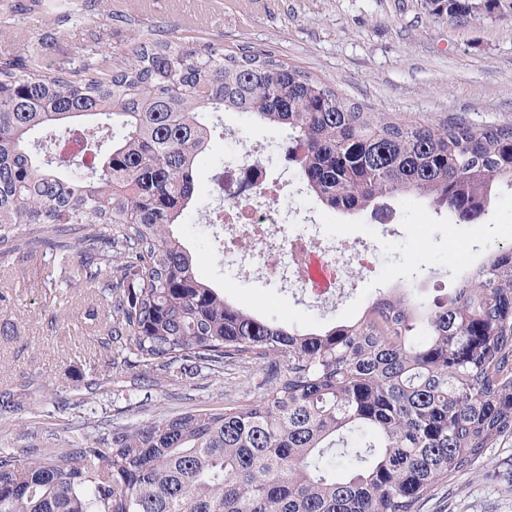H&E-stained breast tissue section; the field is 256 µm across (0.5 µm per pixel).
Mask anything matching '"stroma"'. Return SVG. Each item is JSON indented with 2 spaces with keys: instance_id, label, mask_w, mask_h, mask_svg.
Listing matches in <instances>:
<instances>
[{
  "instance_id": "stroma-1",
  "label": "stroma",
  "mask_w": 512,
  "mask_h": 512,
  "mask_svg": "<svg viewBox=\"0 0 512 512\" xmlns=\"http://www.w3.org/2000/svg\"><path fill=\"white\" fill-rule=\"evenodd\" d=\"M49 0H0V57L37 43L54 14ZM83 18L62 29L47 58L57 69L89 44L130 46L136 27L112 25L131 16L173 39L197 34L238 50H271L336 92L408 122L464 119L512 123V0H498L480 19L449 17L435 0H83ZM238 131L235 145L215 137L195 165L196 194L215 199L212 176L227 156L252 157L262 147L267 170L285 187L281 208L294 218L313 211L325 239L367 245L371 271L349 265L333 300L315 303L298 285L266 280L250 267L224 268L211 231L188 210L176 231L196 259V273L227 298L285 326L319 329L357 318L379 291L415 286L428 296L453 287L464 264L512 245V190L498 194L482 224H452L412 196L394 204L388 224L317 204L280 161L279 143L260 123L236 112L216 116ZM47 256L0 267V449L65 448L78 406L112 425L145 422L187 409L223 406L242 393L254 364L208 371L138 376L108 364L99 342L106 312L91 289L61 282ZM57 324H50V317ZM419 512H512V440L487 449L472 467L441 485Z\"/></svg>"
}]
</instances>
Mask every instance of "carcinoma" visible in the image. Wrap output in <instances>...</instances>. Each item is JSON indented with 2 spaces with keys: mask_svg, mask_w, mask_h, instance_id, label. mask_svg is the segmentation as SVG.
I'll return each mask as SVG.
<instances>
[{
  "mask_svg": "<svg viewBox=\"0 0 512 512\" xmlns=\"http://www.w3.org/2000/svg\"><path fill=\"white\" fill-rule=\"evenodd\" d=\"M444 2L470 17L497 0ZM80 12L55 6L60 21ZM48 49L0 59V259L47 248L66 284L96 289L123 368L261 371L222 408L109 431L85 418L67 448L1 450L0 512H418L512 438L511 248L442 295L386 289L310 330L228 302L174 230L205 209L194 165L215 112L304 147L297 174L326 208L380 220L414 194L456 224L512 189V123L404 122L272 51L151 28L63 68Z\"/></svg>",
  "mask_w": 512,
  "mask_h": 512,
  "instance_id": "carcinoma-1",
  "label": "carcinoma"
}]
</instances>
